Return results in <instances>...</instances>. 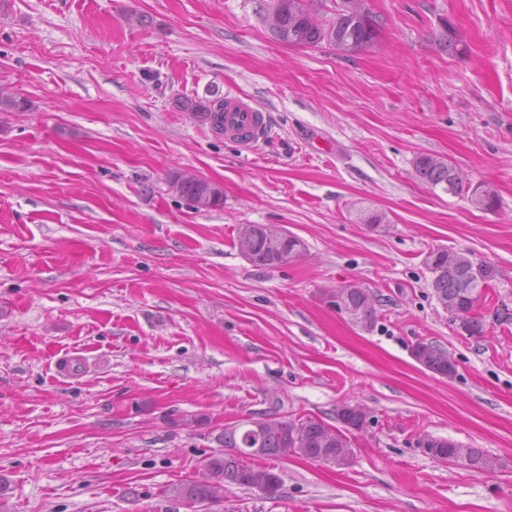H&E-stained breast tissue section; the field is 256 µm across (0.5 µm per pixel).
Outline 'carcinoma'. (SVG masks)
<instances>
[{"label": "carcinoma", "mask_w": 512, "mask_h": 512, "mask_svg": "<svg viewBox=\"0 0 512 512\" xmlns=\"http://www.w3.org/2000/svg\"><path fill=\"white\" fill-rule=\"evenodd\" d=\"M267 12L277 14L278 23L270 27L272 35L290 46L314 47L327 43L334 47L344 43L361 44L377 38L381 19H357L337 12L332 21L325 25L316 17L315 0H272ZM439 47L450 55L465 52L467 44L453 26L445 25L437 36ZM24 98L0 90V112H16L27 108ZM221 101L208 99L187 100L186 111L195 114L211 124L223 122L219 112ZM418 177L435 188L453 195L468 193L472 205L480 210L492 211L497 205V196L492 189L465 185L464 175L447 160L420 155L415 160ZM171 191L184 198L196 211H207L224 204V188L201 177L187 178L175 174L169 179ZM269 224H244L239 232L246 233L251 248L248 261L256 266L279 267L303 256L304 243L295 236L285 235L282 239L271 237ZM428 257L432 264L427 266L431 274V287L437 300L453 318L466 322L465 332L471 336L483 332L482 319L476 316L478 299L467 294L462 280L475 283L473 292L489 286L493 280V268L486 263H476L467 254L438 248ZM336 295L344 296L346 304L359 314L357 324L365 330L374 327L377 321L374 294L367 288L349 286L341 288ZM420 365L442 377L456 373V365L448 352L431 344L418 343ZM361 405L340 406L336 409V424H329L312 417L297 420L270 419L268 427L257 431L245 422L241 426L224 429L221 440L224 453L214 456L206 465V473L196 481L175 488L177 497L190 503H212L221 498L224 486L234 484L247 488H258L274 497L282 481L278 474L267 467H254L247 463L252 457L283 458L302 454L316 461L348 467L355 455L351 435L366 428L367 419L359 411ZM431 448L443 458H460L462 466L480 473L493 469L494 460L475 448L447 440H435Z\"/></svg>", "instance_id": "obj_1"}]
</instances>
